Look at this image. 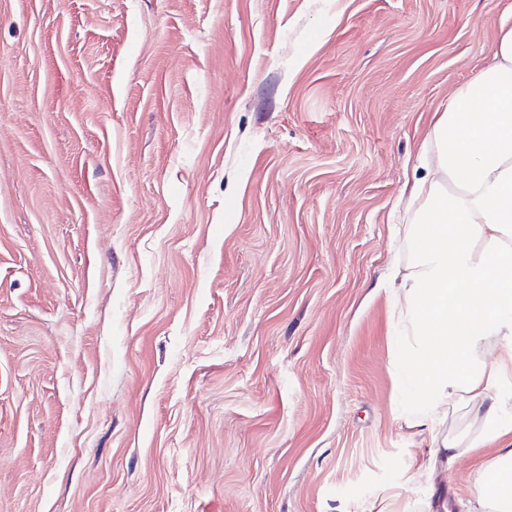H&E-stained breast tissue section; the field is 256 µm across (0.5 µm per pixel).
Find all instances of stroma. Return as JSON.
Returning <instances> with one entry per match:
<instances>
[{
	"instance_id": "obj_1",
	"label": "stroma",
	"mask_w": 512,
	"mask_h": 512,
	"mask_svg": "<svg viewBox=\"0 0 512 512\" xmlns=\"http://www.w3.org/2000/svg\"><path fill=\"white\" fill-rule=\"evenodd\" d=\"M512 0H0V512H467L396 409L395 209Z\"/></svg>"
}]
</instances>
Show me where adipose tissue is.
Masks as SVG:
<instances>
[{
    "label": "adipose tissue",
    "instance_id": "adipose-tissue-1",
    "mask_svg": "<svg viewBox=\"0 0 512 512\" xmlns=\"http://www.w3.org/2000/svg\"><path fill=\"white\" fill-rule=\"evenodd\" d=\"M492 55L450 96L409 189V261L390 283L393 362L406 425L430 434L432 460L496 446L476 507L512 512V425L497 398L512 387V26Z\"/></svg>",
    "mask_w": 512,
    "mask_h": 512
}]
</instances>
